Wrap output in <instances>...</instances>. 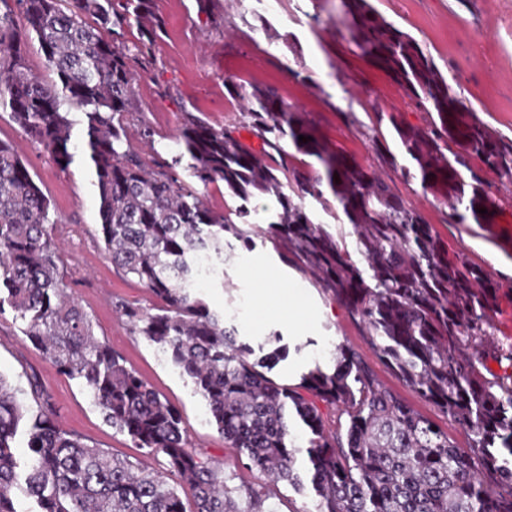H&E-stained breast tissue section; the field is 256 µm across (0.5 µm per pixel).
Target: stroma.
Masks as SVG:
<instances>
[{"label": "stroma", "mask_w": 512, "mask_h": 512, "mask_svg": "<svg viewBox=\"0 0 512 512\" xmlns=\"http://www.w3.org/2000/svg\"><path fill=\"white\" fill-rule=\"evenodd\" d=\"M389 21L411 34L435 59L453 87L470 102L479 117L512 138V0H371ZM160 23L151 54L133 56L137 74L135 106L126 119L130 127L150 126L152 145L146 157L168 160L179 147L176 135L184 112L203 115L214 126H238L244 121L224 89L227 79L240 77L278 89L315 120L321 133L359 163L380 165L373 148L390 136L384 112H403L409 121L422 115L408 107L403 90L384 72L358 56L326 24L325 0H282L269 11L265 0H233L223 23H212L197 0H154ZM301 79H293L292 71ZM0 140L11 143L35 182L50 198L58 219L62 273L68 292L90 318L93 334L120 353L152 388L175 406L193 448L224 472L229 487L245 490L261 482L247 458L231 448L217 430L204 400L190 379L172 365L145 337L133 332L117 305L156 306V298L132 275L112 264L100 233L99 201L89 167L76 157L60 169L43 147L33 144L0 112ZM397 190L433 224L452 253L465 254L489 275L512 285V255L485 240L474 224H450L445 209L423 193L419 183L394 180ZM260 266L280 282L302 286L310 326L288 322V294L261 304L257 283L246 271ZM198 293L210 309L223 314L224 325L237 342L271 353L270 338L288 349L270 375L294 385L313 363L332 366L336 344L356 349L373 372L419 413L433 419L458 447L468 445L466 432L414 394L372 353L359 329L339 305L282 261L271 245L253 251L235 248L227 254L223 281L200 284ZM22 323L11 309L0 312V375L27 387L36 378L50 395L58 423L84 443L111 455L161 469L162 457L148 455L131 438L112 428L87 396L79 380L60 373L21 332Z\"/></svg>", "instance_id": "obj_1"}]
</instances>
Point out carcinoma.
Masks as SVG:
<instances>
[{"label": "carcinoma", "instance_id": "obj_1", "mask_svg": "<svg viewBox=\"0 0 512 512\" xmlns=\"http://www.w3.org/2000/svg\"><path fill=\"white\" fill-rule=\"evenodd\" d=\"M152 2L0 0V110L63 170L82 149L106 255L161 301L154 313L119 304L131 328L190 378L231 447L267 480L310 489L315 512H512V341L497 337L496 324L512 288L467 256L449 254L388 174L419 182L448 208V223L476 224L505 246L512 229L499 216L501 190L512 185V138L481 120L429 52L370 0H326L341 38L426 115L420 125L402 112L386 115L396 150L374 141L384 168L360 164L276 89L243 79L224 88L247 121L217 128L185 113L180 151L154 168L124 125L135 96L130 49L142 54L147 43L130 48L106 37L133 23L150 37ZM33 41L45 78L28 65ZM74 110L85 129L80 147L72 143ZM242 129L261 147L242 138ZM301 135L312 140L301 143ZM297 154L304 159L294 163ZM218 182L237 201L228 214L213 210L198 189ZM259 197L276 207L260 215L252 207ZM325 215L350 226L361 261L327 230ZM54 224L50 200L0 140V311L9 306L23 335L58 371L80 380L107 423L162 456L179 486L64 430L34 379L37 411L29 412L0 375V512H17L14 440L24 420L25 483L41 512H275L255 488L241 507L222 471L191 448L177 408L95 339L87 314L66 295ZM227 234L248 251L258 240L271 243L340 304L373 354L466 430L469 450L432 430L433 420L344 344L336 345L333 368L316 364L294 386L269 376L279 351L253 358L254 349L237 343L195 293L201 261L224 276ZM321 403L336 410L335 426L326 425ZM185 487L188 501L179 492Z\"/></svg>", "mask_w": 512, "mask_h": 512}]
</instances>
